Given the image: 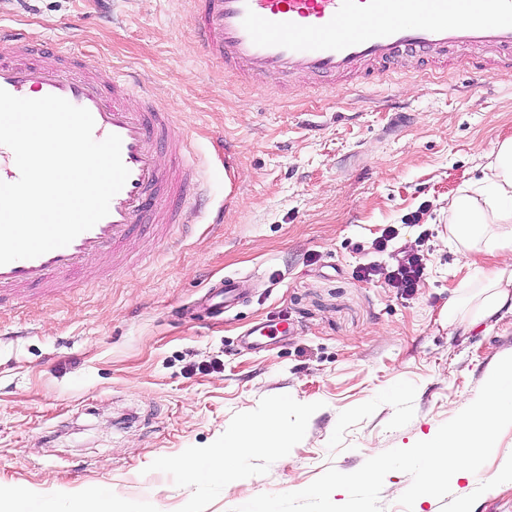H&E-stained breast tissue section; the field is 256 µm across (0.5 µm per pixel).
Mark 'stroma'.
I'll return each mask as SVG.
<instances>
[{"instance_id":"1","label":"stroma","mask_w":512,"mask_h":512,"mask_svg":"<svg viewBox=\"0 0 512 512\" xmlns=\"http://www.w3.org/2000/svg\"><path fill=\"white\" fill-rule=\"evenodd\" d=\"M194 24L189 0H0V28L111 65L130 105L149 85L207 188L183 223L136 226L93 273L0 303V496L71 512L95 489L136 512H233L433 438L512 355L511 313L449 326L474 267L446 242L449 197L512 137V78H477L457 53L450 72L410 56L338 98L309 77L247 87ZM407 254L426 263L410 293L390 284ZM227 276L247 278L244 304L198 311ZM259 323L273 333L251 341ZM269 415L285 455L213 479L174 467Z\"/></svg>"}]
</instances>
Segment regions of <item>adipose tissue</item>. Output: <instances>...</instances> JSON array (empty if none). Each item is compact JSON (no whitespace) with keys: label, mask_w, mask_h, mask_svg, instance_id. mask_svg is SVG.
<instances>
[{"label":"adipose tissue","mask_w":512,"mask_h":512,"mask_svg":"<svg viewBox=\"0 0 512 512\" xmlns=\"http://www.w3.org/2000/svg\"><path fill=\"white\" fill-rule=\"evenodd\" d=\"M448 241L466 257L495 258L466 281L472 289V321L512 314V138L496 143L479 183L466 184L448 199ZM267 421L251 425L244 437L225 441V457L242 459L258 451L281 453L283 440L270 438Z\"/></svg>","instance_id":"adipose-tissue-1"}]
</instances>
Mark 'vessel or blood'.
<instances>
[{
	"label": "vessel or blood",
	"instance_id": "b4317fda",
	"mask_svg": "<svg viewBox=\"0 0 512 512\" xmlns=\"http://www.w3.org/2000/svg\"><path fill=\"white\" fill-rule=\"evenodd\" d=\"M203 53L243 81L282 83L299 76L329 79L338 95L358 81L401 68L406 55H446L451 49L498 51L495 76H512V0H191ZM0 88L14 96L55 95L92 114L93 137L119 135L129 177L109 214L68 246L0 265V298L51 288L61 276L90 272L113 253L131 225L182 223V207L205 190L184 132L152 93L139 107L111 67L88 66L68 49L48 53L43 41L0 35ZM167 157H160V143ZM245 295L241 278L215 283L203 303L211 315Z\"/></svg>",
	"mask_w": 512,
	"mask_h": 512
}]
</instances>
